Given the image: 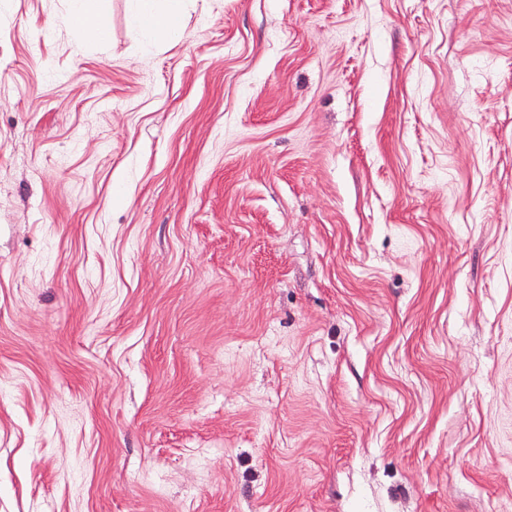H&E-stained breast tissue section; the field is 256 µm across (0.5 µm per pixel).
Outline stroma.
Returning a JSON list of instances; mask_svg holds the SVG:
<instances>
[{"label":"stroma","instance_id":"obj_1","mask_svg":"<svg viewBox=\"0 0 512 512\" xmlns=\"http://www.w3.org/2000/svg\"><path fill=\"white\" fill-rule=\"evenodd\" d=\"M0 0V512H512V0ZM77 7L71 13V27L80 37L84 34H95L99 38L105 37L104 30L97 22L98 0H75ZM136 17L147 29L159 34L172 35L177 32L181 1L183 0H131Z\"/></svg>","mask_w":512,"mask_h":512}]
</instances>
